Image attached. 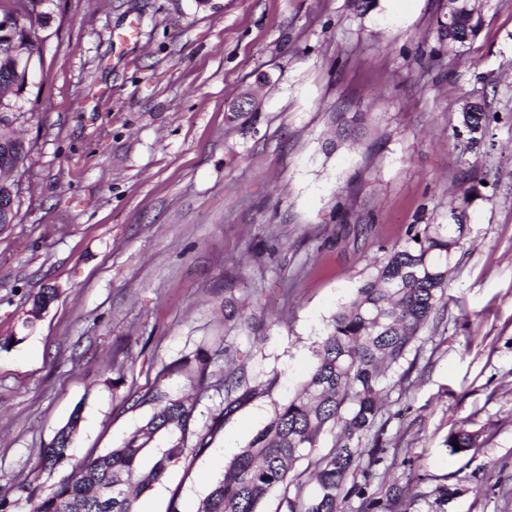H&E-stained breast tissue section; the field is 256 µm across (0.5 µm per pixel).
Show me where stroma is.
<instances>
[{
    "label": "stroma",
    "instance_id": "obj_1",
    "mask_svg": "<svg viewBox=\"0 0 512 512\" xmlns=\"http://www.w3.org/2000/svg\"><path fill=\"white\" fill-rule=\"evenodd\" d=\"M15 133L32 143L17 223L0 228V499L81 409L74 459L150 415L131 395L230 346L253 389L140 512H197L299 389L336 311L413 224L466 210L438 313L380 381L385 512H512V0L441 50L448 0H55ZM258 117L230 120L241 95ZM497 116L455 136L468 101ZM359 112L357 140L336 115ZM57 299L28 323L33 297ZM264 317L224 331V302ZM480 432L450 454L448 434Z\"/></svg>",
    "mask_w": 512,
    "mask_h": 512
}]
</instances>
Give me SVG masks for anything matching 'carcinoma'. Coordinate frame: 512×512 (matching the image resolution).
I'll return each instance as SVG.
<instances>
[{
	"label": "carcinoma",
	"mask_w": 512,
	"mask_h": 512,
	"mask_svg": "<svg viewBox=\"0 0 512 512\" xmlns=\"http://www.w3.org/2000/svg\"><path fill=\"white\" fill-rule=\"evenodd\" d=\"M52 2L14 0L12 8L0 12V18L20 19L12 38L0 40V129L11 123L9 115H24L10 97L19 99L26 91L24 60H42V43L51 38ZM478 25L474 13H459L451 23L439 24V42L449 48L462 44L475 36ZM41 32L45 33L42 38ZM459 123L457 134L468 133L465 149L484 144L490 125L485 102H471L469 111L461 112ZM3 137L15 156L14 164L0 167V174L25 170L32 146L6 132ZM11 189L17 194L14 212L0 210V224L18 218L20 187L0 179V194ZM453 220L452 224L411 225L404 243L393 245L374 261L371 277L332 318L316 351V363L300 390L275 408L264 429L225 467L197 512H260L261 503L277 490L281 492L279 512H343L351 495L362 500L366 512L384 508L383 501L369 492L370 467L385 452L381 435H373L369 448L360 447V442L375 427L380 413L384 370L405 358L445 296L452 258L461 246L465 211L453 215ZM56 298V289H42L31 305L36 316L27 322L39 319ZM225 307L229 308L224 314L226 330L254 332L259 328L255 314H236L230 301ZM229 356L231 349L226 347L196 356L193 366L187 361L175 368L193 388H224L226 405L213 414L208 425L197 426L195 402L171 392L162 384L165 374L160 373L136 399L151 406V415L119 447L75 462L70 448L81 422V409L75 408L38 457V470L63 476L47 491L22 487L29 512H138L140 495L188 455L208 448L234 405L250 395L245 372L223 373L217 378L211 370ZM328 428L338 434L329 452L311 461L315 494L309 498L289 495L296 462L313 457L318 437ZM479 439L478 432L460 428L448 436V448L454 454L465 453L478 447ZM365 454L368 467L362 468L359 460Z\"/></svg>",
	"instance_id": "1"
}]
</instances>
